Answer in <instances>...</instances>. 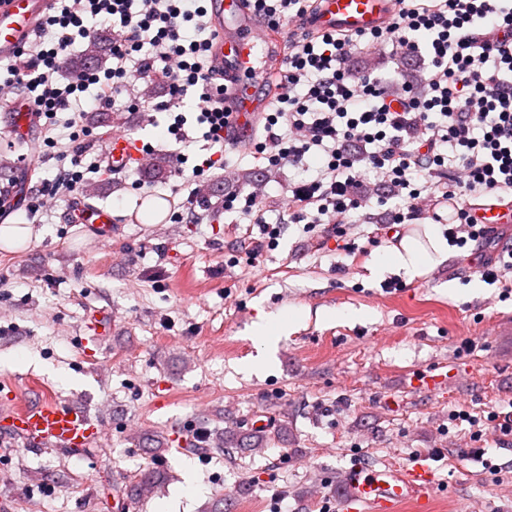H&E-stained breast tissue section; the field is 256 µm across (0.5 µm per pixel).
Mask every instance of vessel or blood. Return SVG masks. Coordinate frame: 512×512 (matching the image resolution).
<instances>
[{
	"label": "vessel or blood",
	"instance_id": "obj_1",
	"mask_svg": "<svg viewBox=\"0 0 512 512\" xmlns=\"http://www.w3.org/2000/svg\"><path fill=\"white\" fill-rule=\"evenodd\" d=\"M394 2L318 0L307 26L317 32L348 34L383 29L391 22ZM49 6L50 0H0V62L13 58L30 39ZM206 7L217 33L213 62L224 70V107L229 114L224 137L229 143H242L255 134L269 108L270 77L283 61L281 43L245 0H206ZM36 123L34 112L14 106L10 130L17 140L29 141ZM105 158L114 172L133 170L142 163L141 144L130 135L113 136ZM71 213L77 223L102 229L114 221L111 209L82 201L74 204ZM473 214L480 224H511L512 204H477ZM99 429V422L83 408L54 398L19 403L0 417V437L17 433L34 446L75 456L83 454ZM434 488L435 474L428 464L373 470L357 461L344 473V506L346 512H399L409 504L414 512H430Z\"/></svg>",
	"mask_w": 512,
	"mask_h": 512
}]
</instances>
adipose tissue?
<instances>
[{"mask_svg": "<svg viewBox=\"0 0 512 512\" xmlns=\"http://www.w3.org/2000/svg\"><path fill=\"white\" fill-rule=\"evenodd\" d=\"M450 253L440 225L429 224L424 228L423 237L407 235L397 246L385 249L370 264L369 271L374 278L396 271L413 280L446 261Z\"/></svg>", "mask_w": 512, "mask_h": 512, "instance_id": "adipose-tissue-1", "label": "adipose tissue"}]
</instances>
